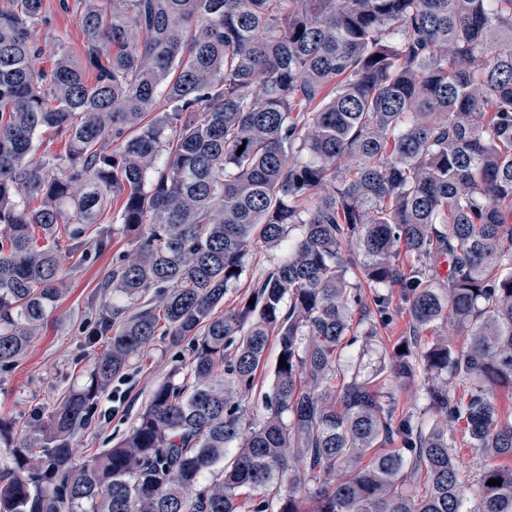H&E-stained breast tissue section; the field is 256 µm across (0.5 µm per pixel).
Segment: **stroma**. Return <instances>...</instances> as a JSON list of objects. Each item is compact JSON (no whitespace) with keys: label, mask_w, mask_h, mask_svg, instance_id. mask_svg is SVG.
<instances>
[{"label":"stroma","mask_w":512,"mask_h":512,"mask_svg":"<svg viewBox=\"0 0 512 512\" xmlns=\"http://www.w3.org/2000/svg\"><path fill=\"white\" fill-rule=\"evenodd\" d=\"M43 5L46 22L34 30L36 40L45 48L36 61L37 68L49 69L62 45L69 49L74 61L83 62L84 35L77 0H44ZM130 249L127 237L118 232L108 250L84 264L76 255L60 251L61 264L71 274V289L55 306L42 335L28 352L14 364L0 366V417L14 420L21 428L46 420L67 391L85 380L89 358L102 352L106 342L101 339L96 345H88L83 327L113 257ZM387 295V321L379 326L375 344L380 351L409 336L412 329L400 288L388 289ZM190 360V350L174 352L161 338L145 349L134 360L129 376L114 382L111 392L103 397L97 422L77 439L74 462L84 463L92 454L111 447L114 439L132 427L136 414L148 403L157 385L169 380L181 382L177 369Z\"/></svg>","instance_id":"1"}]
</instances>
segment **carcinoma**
Instances as JSON below:
<instances>
[{
	"label": "carcinoma",
	"instance_id": "obj_1",
	"mask_svg": "<svg viewBox=\"0 0 512 512\" xmlns=\"http://www.w3.org/2000/svg\"><path fill=\"white\" fill-rule=\"evenodd\" d=\"M44 22L43 0H0V365L70 288L60 239L106 250L120 198L133 251L101 280L85 383L22 439L0 417V512H269L270 488L277 512H512V0H82L85 68L61 46L49 72ZM45 133L66 151L35 157ZM259 244L287 255L216 314ZM397 285L417 332L461 344L413 335L373 364L352 315ZM158 336L188 342L185 380L73 465ZM385 374L426 411L396 414ZM278 350L277 339L273 336L266 351L264 363L259 367L257 371L250 400L252 409L254 411H258L259 414L263 412L262 397L265 393L271 391L273 382V367L276 362ZM454 436L456 442L454 450L458 464L464 471L476 472L483 462L480 452L467 444V438L464 437L460 426L454 431Z\"/></svg>",
	"mask_w": 512,
	"mask_h": 512
}]
</instances>
